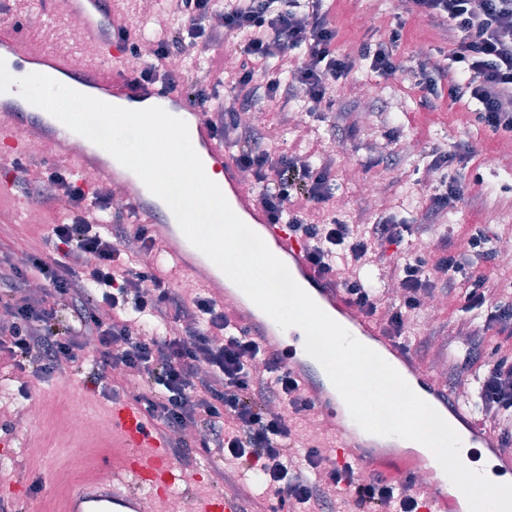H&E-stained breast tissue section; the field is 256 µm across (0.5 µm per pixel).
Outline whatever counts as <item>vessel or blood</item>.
<instances>
[{
  "label": "vessel or blood",
  "mask_w": 512,
  "mask_h": 512,
  "mask_svg": "<svg viewBox=\"0 0 512 512\" xmlns=\"http://www.w3.org/2000/svg\"><path fill=\"white\" fill-rule=\"evenodd\" d=\"M71 16L82 30L83 43L98 51L101 57L98 64L85 67L78 74L68 58L36 49L22 55V63L39 66L41 74L53 78L68 77L70 88L91 89L95 98L112 105L127 109L158 106L189 115L190 139L204 169L219 170L220 188L232 210L287 266L297 284L355 339L392 365L411 389L444 419L458 424L466 447L487 449L495 456L500 469L512 473V454L500 451L497 437L477 422L473 409L436 386L431 374L412 354L388 338L380 322L358 312L335 282L310 262L303 241L287 225L273 221L256 192L240 179L231 150L186 95L163 84L137 85L126 79L121 69L127 63L129 49L119 38L113 0H72ZM23 103L18 91L0 94V155L26 161L30 156L29 145L35 138L48 146L52 154L63 153L64 144L54 133L59 120L25 111ZM102 174L115 190L125 195L133 221L147 225L161 248V261L195 280L213 297L229 301L234 325L259 337L267 356L288 367L334 437L336 462L385 471L400 483L421 473L427 457L397 447L395 437L368 436L353 420L324 368L303 351V331H284L249 297L243 296L231 280L215 276L210 259L195 258L170 208L133 171L115 161L103 168ZM110 416L116 434L112 445L122 451L120 463L112 467V480L103 485L89 478L77 484L65 500L64 512H138L144 493L153 491L163 496L182 495L191 512H244L237 493L195 495L194 480L172 458L168 438L144 419L135 401L113 395ZM483 500L505 501L501 512H512V488L494 487L482 480L463 483L439 471L435 474L433 490L422 500L419 512H473L474 504Z\"/></svg>",
  "instance_id": "b4317fda"
}]
</instances>
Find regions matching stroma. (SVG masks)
<instances>
[{
  "instance_id": "stroma-1",
  "label": "stroma",
  "mask_w": 512,
  "mask_h": 512,
  "mask_svg": "<svg viewBox=\"0 0 512 512\" xmlns=\"http://www.w3.org/2000/svg\"><path fill=\"white\" fill-rule=\"evenodd\" d=\"M329 7L338 31V46L348 51L361 38L388 37L400 10L398 0H331ZM10 8L24 26V44L43 45V34L56 25V16L44 15L38 0H12ZM448 48L447 26L413 20L405 26L395 57L406 65L412 64L415 57H427L443 66ZM354 81L372 87L374 92L372 112L360 123L356 137L341 138L332 127L330 114L315 112L304 116V140H297L294 131L288 129L274 143L278 149L334 150L339 165L336 198L341 202L336 209L337 218L348 219L364 204L361 182L352 172L380 151L384 139L378 112L384 108L394 114L400 127V161L394 170L375 168L369 176L389 186L388 201L399 219L409 224L420 219L423 199L416 187L418 179L425 176L429 148L457 144L465 154L449 166L448 174L462 176L466 193L464 201L443 219L444 231L457 235L476 227L499 233L512 226V136L478 124L450 104L448 98L426 105V93L417 86L415 77L386 80L363 68L355 74ZM490 155L498 156L497 164H486ZM49 233L50 226L44 222L0 220V256L46 251ZM62 380L67 382L71 398L86 409L82 435L85 451L79 458L68 451L65 430L71 418L56 395ZM33 382L38 385L36 396L41 403L38 425L47 446L45 455L36 461L28 454L25 428L19 419L25 403L21 389ZM111 403V398L91 381L88 371L67 367L37 380L0 363V432L13 437L10 446H0V491L10 488L15 492L5 502L8 512H30L34 507L40 512H61L65 496L80 479L111 468L116 461L112 424L107 415ZM177 460L197 476L200 494L230 490V483L219 477L224 470L223 461L200 458L192 450L178 455Z\"/></svg>"
}]
</instances>
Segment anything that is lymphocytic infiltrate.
Listing matches in <instances>:
<instances>
[{"label": "lymphocytic infiltrate", "mask_w": 512, "mask_h": 512, "mask_svg": "<svg viewBox=\"0 0 512 512\" xmlns=\"http://www.w3.org/2000/svg\"><path fill=\"white\" fill-rule=\"evenodd\" d=\"M404 3L411 18L448 27V65L422 61L423 90L435 96L440 83H447L451 101L473 110L476 121L512 133V0ZM166 6L182 24L156 37L148 57L140 55V37L126 35L131 56L139 60L129 70L133 82L179 85L196 99L231 144L266 210L307 240L309 260L392 339L407 343L426 364L433 346L463 339L468 353L462 363H449L448 389L466 391L483 425L512 453V355L483 354L491 337L512 339V294L484 272L498 262L499 237L481 231L459 244L437 232L444 215L463 200L462 183L441 181L417 224L398 223L383 209L358 210L349 224L322 219L320 209L335 198V154L266 148L267 126L240 120L241 113L265 102L276 103L284 123L299 100L319 112L332 109L337 87L365 66L395 77L401 29L343 52L326 0H232L221 9L214 0H166ZM217 10L223 17L219 29L210 24ZM217 45L230 48L236 61L224 104L209 102L204 93L212 66L198 69L189 81L169 67L171 57ZM14 169L28 195L49 204L62 193L70 208L51 226L53 256L31 252L21 265L0 259V309L10 316L0 324L1 357L37 377L94 362L105 395L131 393L163 433L187 428L201 433L200 452L232 464L228 481L237 482L242 471L261 474L286 512H335L343 490L356 512H415L413 487L338 467L320 445L299 443L295 421L307 417L312 406L298 382L263 353L257 337L235 328L222 302L204 293L186 297L163 267L136 264L137 255L156 245L145 225L129 223L127 209L111 210L107 196L62 169L43 172L20 163ZM90 211L98 213V221H88ZM392 246L404 250L387 272L399 288L393 296L361 276L365 268L388 262ZM85 253L94 255V262H81ZM34 281L40 284L36 294L29 289ZM437 294L460 304L453 335L441 326L412 334L414 313L424 298ZM65 308L73 316L62 326L58 314ZM105 308L110 317H102ZM90 337L96 341L91 351ZM202 359L209 364L203 372Z\"/></svg>", "instance_id": "lymphocytic-infiltrate-1"}]
</instances>
